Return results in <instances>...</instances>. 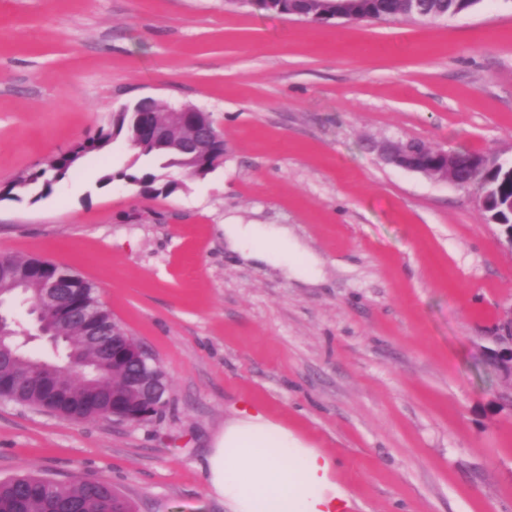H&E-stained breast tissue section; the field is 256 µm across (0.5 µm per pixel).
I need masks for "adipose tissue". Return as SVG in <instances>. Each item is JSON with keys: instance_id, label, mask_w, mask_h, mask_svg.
I'll use <instances>...</instances> for the list:
<instances>
[{"instance_id": "ef3b65f1", "label": "adipose tissue", "mask_w": 512, "mask_h": 512, "mask_svg": "<svg viewBox=\"0 0 512 512\" xmlns=\"http://www.w3.org/2000/svg\"><path fill=\"white\" fill-rule=\"evenodd\" d=\"M229 230L241 251L296 262L287 230L259 224ZM333 470L325 455L257 412L228 423L202 465L208 495L223 500L229 512H321L345 494Z\"/></svg>"}]
</instances>
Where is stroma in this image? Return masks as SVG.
<instances>
[{"mask_svg":"<svg viewBox=\"0 0 512 512\" xmlns=\"http://www.w3.org/2000/svg\"><path fill=\"white\" fill-rule=\"evenodd\" d=\"M150 97L208 112L222 165L147 199L104 173L0 200V255L91 283L168 380L142 422L0 398V479L104 480L131 512H225L214 435L254 407L334 459L355 512H512V248L478 194L384 162L424 141L512 165V0L436 20L318 23L233 0H0V188ZM284 227L294 276L232 251ZM403 143L400 141H386L380 146V155L388 163L395 166L411 171L424 173L427 171L428 165H416L408 161L402 150ZM502 341L506 346L494 352L491 360L505 379L512 381V321L507 332L502 336Z\"/></svg>","mask_w":512,"mask_h":512,"instance_id":"1","label":"stroma"}]
</instances>
